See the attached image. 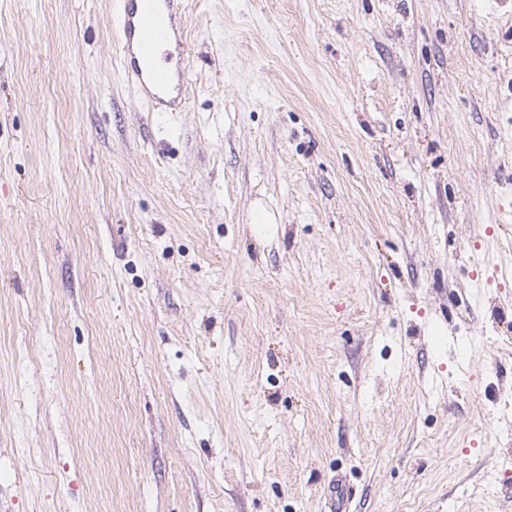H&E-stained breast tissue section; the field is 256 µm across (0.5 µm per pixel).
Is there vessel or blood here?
<instances>
[{"label":"vessel or blood","mask_w":512,"mask_h":512,"mask_svg":"<svg viewBox=\"0 0 512 512\" xmlns=\"http://www.w3.org/2000/svg\"><path fill=\"white\" fill-rule=\"evenodd\" d=\"M112 28L124 77L149 111H184L190 74L184 0H118Z\"/></svg>","instance_id":"b4317fda"}]
</instances>
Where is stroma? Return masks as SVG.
I'll return each instance as SVG.
<instances>
[{
  "mask_svg": "<svg viewBox=\"0 0 512 512\" xmlns=\"http://www.w3.org/2000/svg\"><path fill=\"white\" fill-rule=\"evenodd\" d=\"M115 3L0 0V512H512V0ZM125 79L151 112H182L190 66L184 0H118L112 15Z\"/></svg>",
  "mask_w": 512,
  "mask_h": 512,
  "instance_id": "obj_1",
  "label": "stroma"
}]
</instances>
